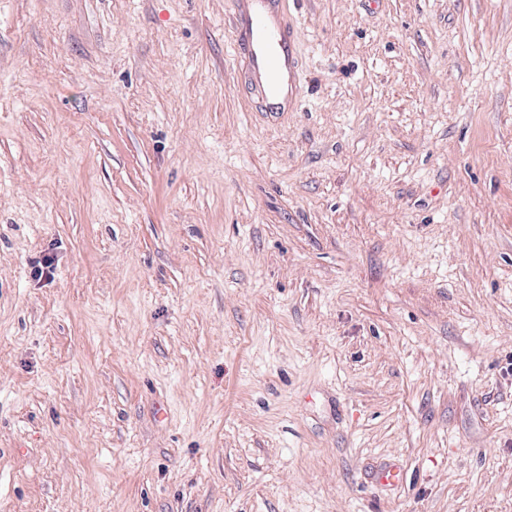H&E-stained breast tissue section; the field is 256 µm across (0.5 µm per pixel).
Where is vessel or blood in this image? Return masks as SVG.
<instances>
[{
	"mask_svg": "<svg viewBox=\"0 0 512 512\" xmlns=\"http://www.w3.org/2000/svg\"><path fill=\"white\" fill-rule=\"evenodd\" d=\"M234 51L247 86L266 111H296L301 88L298 32L284 19V0H233Z\"/></svg>",
	"mask_w": 512,
	"mask_h": 512,
	"instance_id": "1",
	"label": "vessel or blood"
}]
</instances>
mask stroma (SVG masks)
<instances>
[{"instance_id":"35a3bbf8","label":"stroma","mask_w":512,"mask_h":512,"mask_svg":"<svg viewBox=\"0 0 512 512\" xmlns=\"http://www.w3.org/2000/svg\"><path fill=\"white\" fill-rule=\"evenodd\" d=\"M285 8L0 0V512H512V0ZM284 1L233 0L234 51L266 112H295L300 99L298 32L284 20Z\"/></svg>"}]
</instances>
